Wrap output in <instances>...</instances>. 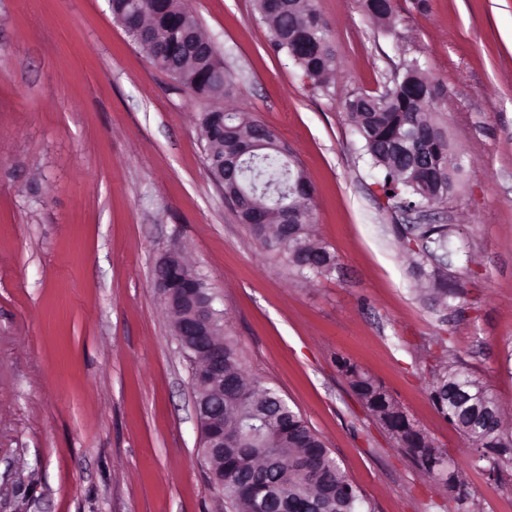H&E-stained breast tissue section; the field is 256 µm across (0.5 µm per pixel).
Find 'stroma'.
Masks as SVG:
<instances>
[{"label":"stroma","instance_id":"stroma-1","mask_svg":"<svg viewBox=\"0 0 512 512\" xmlns=\"http://www.w3.org/2000/svg\"><path fill=\"white\" fill-rule=\"evenodd\" d=\"M314 189L336 256L297 275L262 251L212 181L203 106L114 22L107 0H0V512H233L199 451L192 366L159 294L176 249L206 279L249 376L319 436L364 512H459L361 405L344 358L383 387L467 481L470 512H512L431 400L445 363L495 396L512 429V0H313L336 55L329 87L274 49L257 0H184ZM417 59L455 160L442 206L385 197L344 109ZM412 224L446 225L435 270ZM448 284L447 297L433 285ZM394 0H363V9L370 19L381 25L390 22L395 14Z\"/></svg>","mask_w":512,"mask_h":512}]
</instances>
